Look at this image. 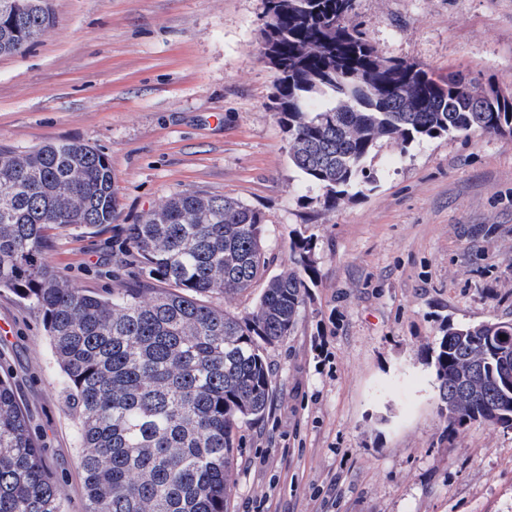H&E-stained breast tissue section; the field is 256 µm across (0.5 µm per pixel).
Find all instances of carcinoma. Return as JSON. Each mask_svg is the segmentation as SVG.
I'll list each match as a JSON object with an SVG mask.
<instances>
[{"label": "carcinoma", "mask_w": 512, "mask_h": 512, "mask_svg": "<svg viewBox=\"0 0 512 512\" xmlns=\"http://www.w3.org/2000/svg\"><path fill=\"white\" fill-rule=\"evenodd\" d=\"M357 0H265L264 57L276 71L274 109L288 158L325 211L372 182L368 156L447 135L512 136V96L489 83L469 110L459 72L437 80L380 53L352 23ZM0 55L24 53L55 23L50 0H0ZM412 89L398 110L396 84ZM112 166L100 150L54 142L25 154L0 148V289L42 314L79 424L86 512H230L242 428L264 417L272 392L266 353L298 324L316 281V241L290 240L291 264L268 276L266 219L222 195L181 192L125 228L139 272L112 295L71 283L44 259L51 232L112 223ZM261 287L244 313L210 306ZM488 354L464 419L512 418V322L448 325L427 345L439 398ZM0 512H62L56 481L8 378L0 377Z\"/></svg>", "instance_id": "cac0c4a2"}]
</instances>
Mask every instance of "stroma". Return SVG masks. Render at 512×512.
<instances>
[{"label": "stroma", "instance_id": "stroma-1", "mask_svg": "<svg viewBox=\"0 0 512 512\" xmlns=\"http://www.w3.org/2000/svg\"><path fill=\"white\" fill-rule=\"evenodd\" d=\"M56 23L0 56V146H93L111 223L56 236L47 262L105 293L132 277L124 228L170 195H224L267 219L269 272L296 231L319 270L267 353L272 397L243 428L231 512H512V428L447 429L424 346L446 324L512 321V136L373 152L335 211L304 191L271 97L263 0H50ZM381 53L512 92V0H357ZM8 374L57 481L84 512L77 426L40 312L0 290Z\"/></svg>", "mask_w": 512, "mask_h": 512}]
</instances>
